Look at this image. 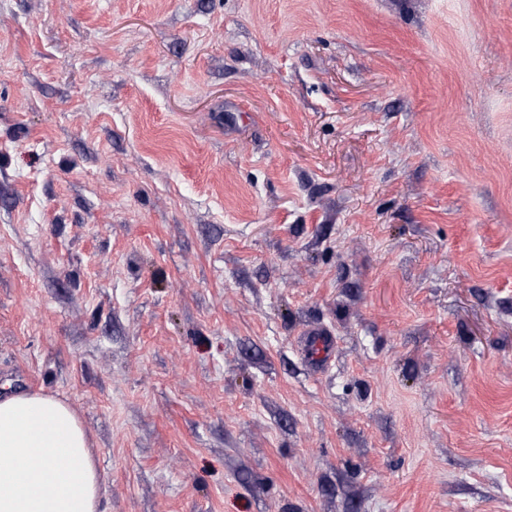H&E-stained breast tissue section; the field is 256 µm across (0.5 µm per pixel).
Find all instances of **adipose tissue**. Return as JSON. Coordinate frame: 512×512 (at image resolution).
I'll return each mask as SVG.
<instances>
[{
	"label": "adipose tissue",
	"instance_id": "obj_1",
	"mask_svg": "<svg viewBox=\"0 0 512 512\" xmlns=\"http://www.w3.org/2000/svg\"><path fill=\"white\" fill-rule=\"evenodd\" d=\"M92 443L71 407L43 392L0 396V512H100Z\"/></svg>",
	"mask_w": 512,
	"mask_h": 512
}]
</instances>
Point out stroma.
<instances>
[{"mask_svg": "<svg viewBox=\"0 0 512 512\" xmlns=\"http://www.w3.org/2000/svg\"><path fill=\"white\" fill-rule=\"evenodd\" d=\"M0 386L103 512H512V0H0ZM304 342L308 347L311 359L316 363L327 362L334 350V341L328 333L319 328L309 330L305 335Z\"/></svg>", "mask_w": 512, "mask_h": 512, "instance_id": "stroma-1", "label": "stroma"}]
</instances>
